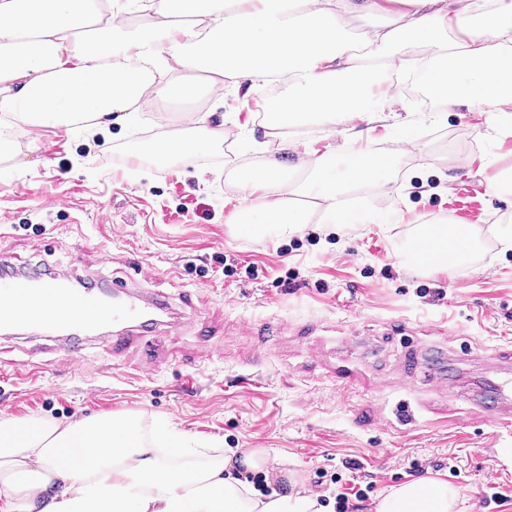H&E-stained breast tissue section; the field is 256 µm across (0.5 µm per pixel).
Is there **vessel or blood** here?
I'll return each instance as SVG.
<instances>
[{
  "mask_svg": "<svg viewBox=\"0 0 512 512\" xmlns=\"http://www.w3.org/2000/svg\"><path fill=\"white\" fill-rule=\"evenodd\" d=\"M128 281L113 283L111 297L80 288L60 274L25 278L0 272V331L40 330L63 340L68 364L79 366L86 337L103 334L113 352H122L130 341V330L152 333L161 325L163 301L136 291L139 280L153 270L137 261ZM489 418L497 433L512 435V402L501 399Z\"/></svg>",
  "mask_w": 512,
  "mask_h": 512,
  "instance_id": "1",
  "label": "vessel or blood"
}]
</instances>
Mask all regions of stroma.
<instances>
[{
	"instance_id": "1",
	"label": "stroma",
	"mask_w": 512,
	"mask_h": 512,
	"mask_svg": "<svg viewBox=\"0 0 512 512\" xmlns=\"http://www.w3.org/2000/svg\"><path fill=\"white\" fill-rule=\"evenodd\" d=\"M413 78L426 101L394 86L411 114L408 128L357 124L370 151L394 160L386 184L365 193L384 218L404 213L401 224H310L285 239L230 224L238 170L289 140L321 153L338 144L324 126L268 131L261 94L243 86L165 101L93 138L80 122L25 129L0 154V261H41L107 286L125 279V258L140 259L155 270L142 289L166 301L172 318L120 355L89 343L75 372L55 342L0 336V417L64 426L131 415L147 432L167 422L218 448L266 451L273 493L315 494L318 470L342 472L343 460L357 459L361 471L342 472L344 483H377L362 512H376L392 487L410 482L415 460L422 479L457 489L453 512H512V471L497 464L498 452L512 454V438H496L477 404L498 365L491 352L512 348V252L497 243L499 225H512V194L492 187L512 168V135L499 124L512 102L450 111L426 69ZM193 110L241 124L227 126L226 142L211 153L165 163L137 154V144L189 127ZM409 136L421 153L411 154ZM46 198L63 210L41 212ZM462 211L471 246L453 264L420 268L405 258L417 226ZM32 224L43 232H29ZM227 257L239 265L231 277L222 274ZM289 269L296 279L273 286ZM398 319L412 323L410 335L387 329ZM202 321L212 327L205 343L196 335ZM271 322L284 323L282 335H267ZM411 350L449 362L454 393L406 378ZM28 360L43 377L12 386L7 375ZM452 458L455 475L446 467ZM494 486L500 503H485Z\"/></svg>"
}]
</instances>
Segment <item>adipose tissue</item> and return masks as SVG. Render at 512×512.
<instances>
[{
  "mask_svg": "<svg viewBox=\"0 0 512 512\" xmlns=\"http://www.w3.org/2000/svg\"><path fill=\"white\" fill-rule=\"evenodd\" d=\"M187 2L190 22L174 21ZM0 0V148L27 126L57 128L85 119L96 128L113 115L133 119L162 99L198 96L188 72L262 90L286 81L282 103L267 110L275 130L289 122L327 123L342 140L345 175L333 154L295 142L281 156L240 172L230 221L256 232L288 236L308 224H374L378 218L354 186L379 183L392 160L362 144L352 115L392 119L394 91L366 74L343 33L347 15L372 16L364 56L391 71L410 69L400 48L418 41L438 60L429 77L445 106L512 101V0ZM139 23L130 26L128 17ZM390 21H383V14ZM456 29V39L443 35ZM224 128L206 112L189 132L153 144L179 159L223 144ZM415 240L432 267L448 262L449 244L466 250L468 228L438 222ZM265 451L242 458L212 455L172 426L145 437L129 416L102 415L21 433L0 419V512H321L315 496H258L235 466L266 469ZM457 496L447 482H409L392 490L377 512H450Z\"/></svg>",
  "mask_w": 512,
  "mask_h": 512,
  "instance_id": "1",
  "label": "adipose tissue"
}]
</instances>
